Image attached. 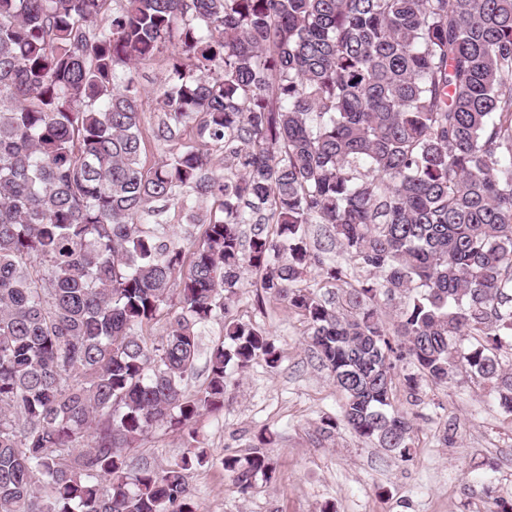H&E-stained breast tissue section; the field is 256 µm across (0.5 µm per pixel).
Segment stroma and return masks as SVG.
I'll list each match as a JSON object with an SVG mask.
<instances>
[{"label": "stroma", "instance_id": "obj_1", "mask_svg": "<svg viewBox=\"0 0 512 512\" xmlns=\"http://www.w3.org/2000/svg\"><path fill=\"white\" fill-rule=\"evenodd\" d=\"M167 74L162 59L138 67L149 164L165 153L153 131L161 121L154 93ZM256 281L243 276L232 309L273 336L281 359L273 369L259 360L231 371L223 411L199 417L214 458L188 476L200 512H490L494 499H512V417L493 396L462 373L440 385L420 380L414 398L398 388L396 403L414 423L412 454L377 448L340 422L343 397L309 350L302 318L263 296ZM330 418L337 425L329 431ZM262 431L273 438L266 453L276 479L256 480L244 496L219 459L249 453ZM187 446L181 432L160 429L129 454L162 467Z\"/></svg>", "mask_w": 512, "mask_h": 512}]
</instances>
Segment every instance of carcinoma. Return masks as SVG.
I'll use <instances>...</instances> for the list:
<instances>
[{
    "label": "carcinoma",
    "instance_id": "cac0c4a2",
    "mask_svg": "<svg viewBox=\"0 0 512 512\" xmlns=\"http://www.w3.org/2000/svg\"><path fill=\"white\" fill-rule=\"evenodd\" d=\"M165 52L147 166L135 67ZM309 224L369 277L324 265ZM250 271L376 447L410 455L404 360L512 415V0H0V512H198L207 449H124L197 440L229 368L278 363L231 314ZM382 295L408 298L390 324ZM221 465L242 494L275 475L260 450ZM164 223L169 225L170 231L178 236L190 235L198 236V227L190 224L184 213L177 206L169 205L160 216ZM224 339V322L217 321L211 323L204 330L201 336V355L196 363L194 374L186 380V390L190 393L198 391L204 384L207 376L206 357L209 348ZM186 438L181 432L159 429L138 448H127L134 459H144L157 467L165 466L186 451Z\"/></svg>",
    "mask_w": 512,
    "mask_h": 512
}]
</instances>
